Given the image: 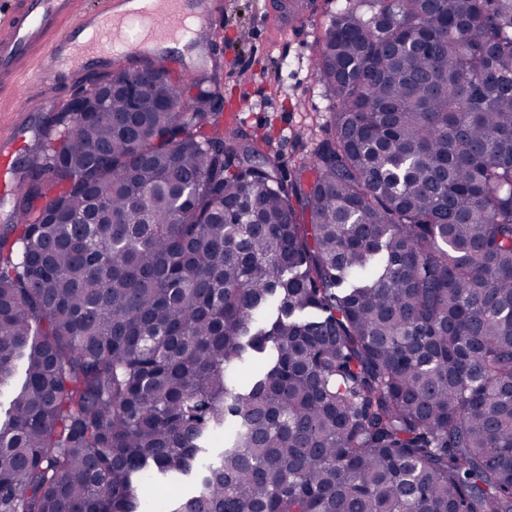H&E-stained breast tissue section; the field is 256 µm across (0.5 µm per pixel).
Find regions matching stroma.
<instances>
[{
    "label": "stroma",
    "instance_id": "obj_1",
    "mask_svg": "<svg viewBox=\"0 0 512 512\" xmlns=\"http://www.w3.org/2000/svg\"><path fill=\"white\" fill-rule=\"evenodd\" d=\"M222 2L211 31L218 52L214 62L191 57L174 65L165 52L154 61L178 76L212 77L224 92V111L234 114L235 127L266 138L265 154L279 161L282 172H291L333 132V101L312 71L317 37L329 16L320 14L303 32L285 33L264 20V0ZM46 118V113L18 112L11 101H0V134H13L23 154L36 148Z\"/></svg>",
    "mask_w": 512,
    "mask_h": 512
}]
</instances>
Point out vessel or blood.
<instances>
[{"mask_svg": "<svg viewBox=\"0 0 512 512\" xmlns=\"http://www.w3.org/2000/svg\"><path fill=\"white\" fill-rule=\"evenodd\" d=\"M319 0H268L267 14L280 30L297 28L313 18ZM221 10L220 0H99L85 10L81 0H12L0 16V96H12L19 112L57 92H69L62 64L83 68L91 61L117 64L153 53L158 42L196 34L205 36Z\"/></svg>", "mask_w": 512, "mask_h": 512, "instance_id": "vessel-or-blood-1", "label": "vessel or blood"}]
</instances>
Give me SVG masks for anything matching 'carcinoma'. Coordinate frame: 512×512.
Instances as JSON below:
<instances>
[{
    "instance_id": "cac0c4a2",
    "label": "carcinoma",
    "mask_w": 512,
    "mask_h": 512,
    "mask_svg": "<svg viewBox=\"0 0 512 512\" xmlns=\"http://www.w3.org/2000/svg\"><path fill=\"white\" fill-rule=\"evenodd\" d=\"M146 67L15 169L0 512H512V0H345L286 178Z\"/></svg>"
}]
</instances>
